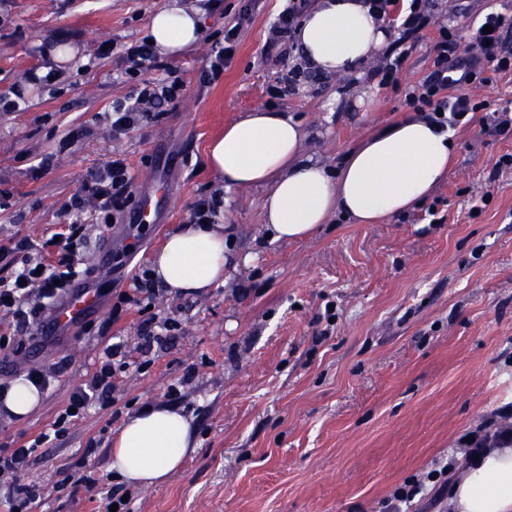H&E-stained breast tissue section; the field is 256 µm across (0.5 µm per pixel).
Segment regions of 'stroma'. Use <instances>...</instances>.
I'll use <instances>...</instances> for the list:
<instances>
[{
    "label": "stroma",
    "instance_id": "stroma-1",
    "mask_svg": "<svg viewBox=\"0 0 512 512\" xmlns=\"http://www.w3.org/2000/svg\"><path fill=\"white\" fill-rule=\"evenodd\" d=\"M165 2L0 0V95L23 86L32 68L53 66L48 42L66 39L78 50L62 64L60 83L27 91L22 111L0 113V190L11 195L0 210V244L63 223V203L115 155L126 159L135 187L153 174L169 186L157 227L147 228L122 279L133 266L150 267L200 195L221 191L223 221L235 227L225 284L199 295L163 293L155 309L179 326L153 346L151 366L120 377L112 405L35 453L23 480L40 494L28 512H106L112 496L127 498L128 512H448L447 497L430 486L400 510L391 500L431 470H462L468 437L494 430L497 410L512 403V170L490 176L512 154V136L485 131L476 112L453 131L446 179L414 209L379 224L335 216L310 237L266 242V188L225 190L206 156L226 124L267 108L266 88L283 64L265 44L286 0H259L231 67L205 90L197 79L209 38L239 0L204 13L202 40L170 60L186 81L181 97L143 129L113 137L108 110L131 91L118 50L147 35ZM436 4L464 50L468 23L508 6ZM106 41L116 51L99 56ZM430 45L422 40L412 52L399 89L332 77L302 82L276 107L307 131L305 154L336 167L409 114L405 91L429 71ZM79 127L86 136L56 152ZM44 158L48 168L32 176ZM140 321L133 310L112 320L106 309L90 333L47 342L54 385L25 419L0 416V444L48 430L109 336L141 346ZM190 371L194 379L183 383ZM146 403L190 416L195 443L183 467L150 489L127 485L109 466L113 436Z\"/></svg>",
    "mask_w": 512,
    "mask_h": 512
}]
</instances>
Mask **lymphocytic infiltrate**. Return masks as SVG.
<instances>
[{
    "label": "lymphocytic infiltrate",
    "mask_w": 512,
    "mask_h": 512,
    "mask_svg": "<svg viewBox=\"0 0 512 512\" xmlns=\"http://www.w3.org/2000/svg\"><path fill=\"white\" fill-rule=\"evenodd\" d=\"M376 20L397 32L388 63L380 69L379 85L397 87L399 75L427 27H435L432 41L433 68L417 85L410 88L405 104L413 111L443 128L454 129L468 124L474 112L483 110V103L466 94L465 89L488 80L489 73L512 74V50L505 40L512 32V12L491 11L478 24L470 26L473 52L459 48L455 31L448 28L435 13L434 0H361ZM257 0H241L237 17L224 23V37L212 43L201 70L199 82L209 87L223 77L239 45L242 23L255 10ZM126 64L124 75L133 89L123 100L112 104V134L119 137L143 128L153 112L174 103L184 89V81L176 69L167 67L154 44L140 40L120 51ZM134 178L125 159L105 162L83 181L65 204L67 230L59 237H22L10 246H0V321L8 326L0 336V350L16 338L37 335L52 307L60 302L73 279L89 276L77 255L85 238L87 218L109 224L121 220L134 203ZM162 289L149 271L132 278L126 290H113L112 309L119 312L136 309L143 313L140 325L142 353H149L152 344L164 342L177 327L174 318L148 313L147 308ZM127 348L124 338L107 344L98 358L95 370L76 387L69 397V406L57 415L49 431L40 433L29 445L0 452V483L7 488L8 512H26L29 503L39 494L37 486L19 481V474L29 467L37 447L64 437L71 425L90 407L108 406L112 402L115 381L129 370H142Z\"/></svg>",
    "instance_id": "f902f5d3"
}]
</instances>
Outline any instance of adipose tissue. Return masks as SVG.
<instances>
[{
    "mask_svg": "<svg viewBox=\"0 0 512 512\" xmlns=\"http://www.w3.org/2000/svg\"><path fill=\"white\" fill-rule=\"evenodd\" d=\"M201 7L171 0L153 13L149 33L162 54L176 56L202 33ZM391 33L360 0H320L297 29L302 60L332 77L362 78ZM307 133L288 113H241L208 149L207 162L225 187H267L262 203L272 240L310 236L334 215L359 224L411 210L447 176L454 148L449 130L413 115L369 138L336 169L304 155ZM225 227L191 224L170 234L153 262L155 278L177 294H200L224 283ZM194 450L184 412L152 405L114 435L110 468L127 484H162ZM453 512H512V446L488 448L448 487Z\"/></svg>",
    "mask_w": 512,
    "mask_h": 512,
    "instance_id": "1",
    "label": "adipose tissue"
}]
</instances>
